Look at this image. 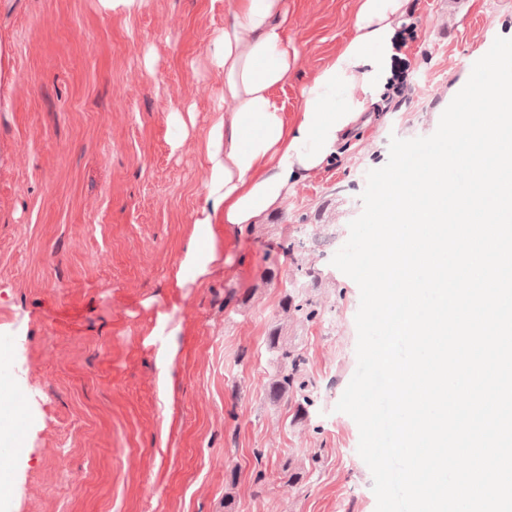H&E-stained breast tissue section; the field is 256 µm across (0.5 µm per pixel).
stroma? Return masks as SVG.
<instances>
[{"label": "stroma", "instance_id": "35a3bbf8", "mask_svg": "<svg viewBox=\"0 0 512 512\" xmlns=\"http://www.w3.org/2000/svg\"><path fill=\"white\" fill-rule=\"evenodd\" d=\"M298 51L286 115L352 31L354 0H288ZM224 0H0L14 79L0 86V334L27 434L0 512H376L359 429L336 405L357 367V284L334 267L391 137L435 132L486 41L512 39V0H407L391 69L397 110L341 143L280 205L217 244L230 267L173 285L205 203L203 144L224 116L210 62ZM189 115L176 141L175 114ZM302 241L294 254L283 241ZM325 277L299 287L302 260ZM323 314L282 321L285 292ZM177 347L160 387L152 329ZM317 390L304 419L272 400V329ZM298 479L285 484L284 464Z\"/></svg>", "mask_w": 512, "mask_h": 512}]
</instances>
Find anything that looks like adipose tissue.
Masks as SVG:
<instances>
[{
    "label": "adipose tissue",
    "mask_w": 512,
    "mask_h": 512,
    "mask_svg": "<svg viewBox=\"0 0 512 512\" xmlns=\"http://www.w3.org/2000/svg\"><path fill=\"white\" fill-rule=\"evenodd\" d=\"M405 0H356L353 33L302 91L287 118L274 92L297 59L288 0H227L212 63L224 71V99L234 105L206 142V201L174 275L197 282L217 260L216 231L231 234L274 210L290 186L318 172L340 141L366 123V104L389 74Z\"/></svg>",
    "instance_id": "obj_1"
}]
</instances>
